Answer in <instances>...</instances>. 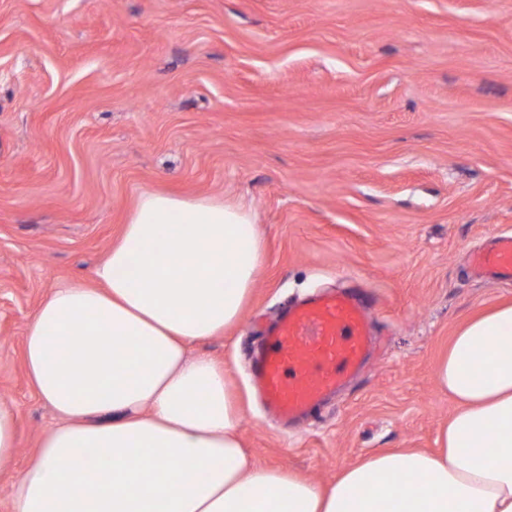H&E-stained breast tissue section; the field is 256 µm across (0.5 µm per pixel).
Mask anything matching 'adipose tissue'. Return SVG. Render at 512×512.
Returning <instances> with one entry per match:
<instances>
[{"instance_id":"1","label":"adipose tissue","mask_w":512,"mask_h":512,"mask_svg":"<svg viewBox=\"0 0 512 512\" xmlns=\"http://www.w3.org/2000/svg\"><path fill=\"white\" fill-rule=\"evenodd\" d=\"M262 262L250 212L142 194L96 286L52 291L28 325L29 382L61 423L12 512H512V302L467 320L438 362L454 405L438 452L382 451L319 484L251 460L224 367L189 353L240 322ZM91 450L105 463L88 475Z\"/></svg>"}]
</instances>
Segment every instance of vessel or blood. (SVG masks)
Segmentation results:
<instances>
[{"mask_svg":"<svg viewBox=\"0 0 512 512\" xmlns=\"http://www.w3.org/2000/svg\"><path fill=\"white\" fill-rule=\"evenodd\" d=\"M471 262L486 276L512 280V235L498 236ZM374 328L351 292L319 294L282 310L253 356V382L267 412L285 426L300 424L362 371Z\"/></svg>","mask_w":512,"mask_h":512,"instance_id":"vessel-or-blood-1","label":"vessel or blood"}]
</instances>
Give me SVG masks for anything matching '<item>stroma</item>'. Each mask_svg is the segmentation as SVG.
<instances>
[{
  "label": "stroma",
  "mask_w": 512,
  "mask_h": 512,
  "mask_svg": "<svg viewBox=\"0 0 512 512\" xmlns=\"http://www.w3.org/2000/svg\"><path fill=\"white\" fill-rule=\"evenodd\" d=\"M251 210L264 261L223 363L253 461L326 484L390 448L433 450L436 367L512 300L475 249L512 232V0H0V401L14 481L60 419L23 360L53 290L92 284L139 196ZM373 299L384 345L296 429L247 384L255 318L330 289ZM17 420L16 408L0 402V473L11 467L17 452Z\"/></svg>",
  "instance_id": "1"
}]
</instances>
